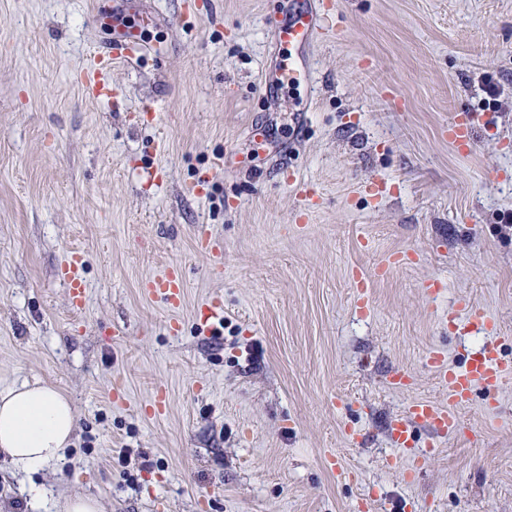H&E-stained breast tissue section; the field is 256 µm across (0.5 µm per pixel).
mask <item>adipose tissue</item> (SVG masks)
<instances>
[{
    "instance_id": "1",
    "label": "adipose tissue",
    "mask_w": 512,
    "mask_h": 512,
    "mask_svg": "<svg viewBox=\"0 0 512 512\" xmlns=\"http://www.w3.org/2000/svg\"><path fill=\"white\" fill-rule=\"evenodd\" d=\"M76 414L55 387L25 383L0 392V459L26 473L60 460L72 441Z\"/></svg>"
}]
</instances>
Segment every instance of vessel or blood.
<instances>
[{"label": "vessel or blood", "instance_id": "1", "mask_svg": "<svg viewBox=\"0 0 512 512\" xmlns=\"http://www.w3.org/2000/svg\"><path fill=\"white\" fill-rule=\"evenodd\" d=\"M318 17L312 8L305 7L294 11L288 21L278 25L279 42L300 48L310 44L317 27ZM142 51L140 42L121 35L112 45L94 57V64L84 72L82 81L93 95H103L104 85L99 76L113 61H129ZM487 122L483 112H460L448 123V140L454 145H468L475 132ZM85 259L81 252H70L66 261L57 269L56 276L68 291V299L73 310H81L86 304L88 289L84 277ZM142 288L146 295L159 297L170 306H177L182 298L183 285L176 267L166 268L159 274L146 279ZM426 361L436 374L441 387L448 395L447 406H440L426 400L409 403L404 414L391 426V437L401 451V461L406 464L408 474H415L425 462V456L418 448L413 432L424 429L436 436L455 433L460 427L457 406L469 403L475 390H482L486 405H493L495 394L504 388L508 378L505 364L494 343H485L480 349L470 353L463 365L449 364L443 351L429 350Z\"/></svg>", "mask_w": 512, "mask_h": 512}]
</instances>
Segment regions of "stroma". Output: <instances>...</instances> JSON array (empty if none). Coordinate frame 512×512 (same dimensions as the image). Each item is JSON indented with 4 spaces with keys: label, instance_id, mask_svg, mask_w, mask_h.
Instances as JSON below:
<instances>
[{
    "label": "stroma",
    "instance_id": "obj_1",
    "mask_svg": "<svg viewBox=\"0 0 512 512\" xmlns=\"http://www.w3.org/2000/svg\"><path fill=\"white\" fill-rule=\"evenodd\" d=\"M321 1L301 50L276 39L295 0H0V391L54 385L78 419L56 465L0 461V512L65 495L104 512H512V382L495 413L461 406L415 478L389 436L411 399L448 403L428 350L458 365L491 339L512 366V0ZM128 27L141 56L89 97L82 73ZM292 57L311 78L277 79ZM462 111L490 124L458 148ZM75 249L79 312L55 277ZM397 251L418 260L376 276ZM172 264L176 308L141 288ZM214 298L221 318L201 322ZM463 298L490 334L459 335ZM126 448L143 468L115 463Z\"/></svg>",
    "mask_w": 512,
    "mask_h": 512
}]
</instances>
